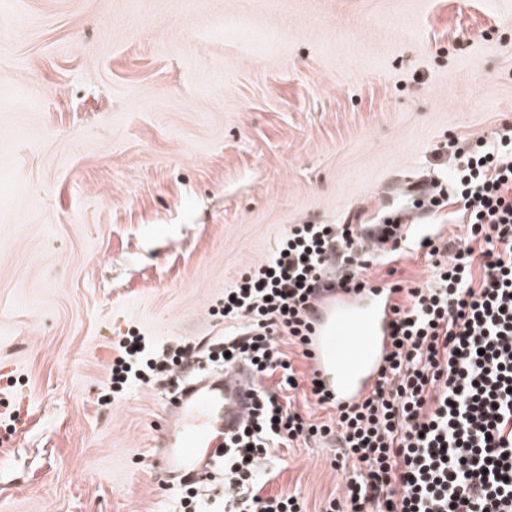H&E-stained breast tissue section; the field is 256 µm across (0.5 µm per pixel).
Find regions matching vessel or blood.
<instances>
[{"instance_id":"vessel-or-blood-1","label":"vessel or blood","mask_w":512,"mask_h":512,"mask_svg":"<svg viewBox=\"0 0 512 512\" xmlns=\"http://www.w3.org/2000/svg\"><path fill=\"white\" fill-rule=\"evenodd\" d=\"M354 231L364 250L381 255L407 224H358ZM391 300L384 288L371 293L328 292L313 313L309 349L317 378L343 403L357 400L375 381L388 346ZM177 386L165 401L169 426L163 463L179 484L198 481L214 471L225 438L234 436L252 407L256 379L240 365L204 377L177 369Z\"/></svg>"}]
</instances>
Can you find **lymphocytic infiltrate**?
Segmentation results:
<instances>
[{"label":"lymphocytic infiltrate","instance_id":"lymphocytic-infiltrate-1","mask_svg":"<svg viewBox=\"0 0 512 512\" xmlns=\"http://www.w3.org/2000/svg\"><path fill=\"white\" fill-rule=\"evenodd\" d=\"M448 148L451 185L415 205H457L460 233L435 227L416 239L428 281L389 282L390 350L356 402L336 403L293 364L310 356L311 315L333 258L346 261L338 288L373 287V258L350 225H293L225 290L224 337L211 342L209 358L227 370L248 364L257 378L256 406L224 452L225 512H306L297 496L262 497L271 476L261 464L316 437L336 439L330 465L342 476L321 512H512V127ZM116 349V393L171 377L189 351L135 333ZM303 386L326 420L296 409L292 395Z\"/></svg>","mask_w":512,"mask_h":512}]
</instances>
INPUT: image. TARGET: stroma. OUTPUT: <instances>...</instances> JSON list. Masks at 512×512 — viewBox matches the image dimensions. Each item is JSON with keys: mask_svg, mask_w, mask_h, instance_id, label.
Masks as SVG:
<instances>
[{"mask_svg": "<svg viewBox=\"0 0 512 512\" xmlns=\"http://www.w3.org/2000/svg\"><path fill=\"white\" fill-rule=\"evenodd\" d=\"M506 123L512 0H0V512H182L116 338L223 336L290 226L378 223ZM335 452L280 449L264 495L317 512Z\"/></svg>", "mask_w": 512, "mask_h": 512, "instance_id": "1", "label": "stroma"}]
</instances>
